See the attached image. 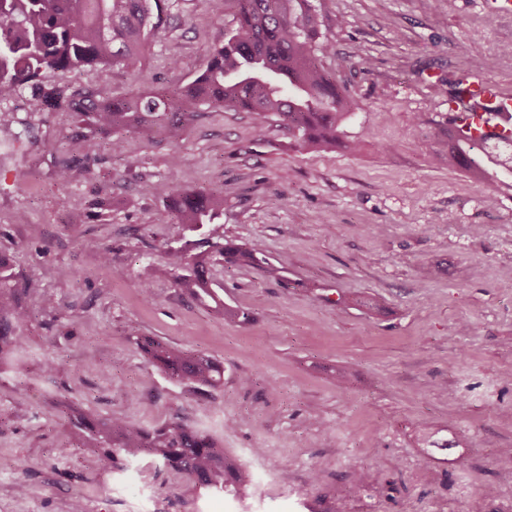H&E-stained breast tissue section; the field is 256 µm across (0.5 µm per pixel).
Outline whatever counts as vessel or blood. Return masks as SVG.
Listing matches in <instances>:
<instances>
[{
    "label": "vessel or blood",
    "mask_w": 512,
    "mask_h": 512,
    "mask_svg": "<svg viewBox=\"0 0 512 512\" xmlns=\"http://www.w3.org/2000/svg\"><path fill=\"white\" fill-rule=\"evenodd\" d=\"M455 94L458 104L448 119L462 136L480 141L512 136V94L481 76L463 78Z\"/></svg>",
    "instance_id": "b4317fda"
}]
</instances>
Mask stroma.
Masks as SVG:
<instances>
[{"instance_id":"1","label":"stroma","mask_w":512,"mask_h":512,"mask_svg":"<svg viewBox=\"0 0 512 512\" xmlns=\"http://www.w3.org/2000/svg\"><path fill=\"white\" fill-rule=\"evenodd\" d=\"M314 3L334 53L323 64L361 104L342 127L356 154L300 150L276 123L257 141L249 113L206 110L173 139L101 137L94 156L71 158L63 187L54 170L76 131L70 113L45 111L32 87L0 102V251L34 283L25 345L0 372V512H70L76 499L84 512H197L203 500L225 512L223 497L151 460L116 473L60 455L63 403L210 432L264 474L247 494L255 512H512V190L487 204L488 188L433 160L458 78L512 93V16L482 0ZM234 27L232 10L175 0L144 59L148 82H190ZM68 81L105 97L134 89L118 68ZM175 182L224 191L225 238L261 241L286 269L283 280L218 269L249 324L163 274L142 293V265L184 234L166 209ZM78 201L87 219L73 224ZM135 336L211 355L223 386L173 381ZM434 432L459 447H423Z\"/></svg>"}]
</instances>
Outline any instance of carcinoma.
Returning <instances> with one entry per match:
<instances>
[{
    "label": "carcinoma",
    "instance_id": "obj_1",
    "mask_svg": "<svg viewBox=\"0 0 512 512\" xmlns=\"http://www.w3.org/2000/svg\"><path fill=\"white\" fill-rule=\"evenodd\" d=\"M170 0H0V100L37 84L46 73L57 84L42 91L53 108L67 103L77 132L69 152L90 157L97 137L129 131L153 142L193 120L203 109L247 112L252 135L261 140L272 121L288 127L298 145L311 152H329L340 145L355 153L356 142L343 143L342 123L359 103L340 91L321 64L331 42H318L317 10L312 0H207L221 15L235 9L236 27L213 45L205 66L184 86L170 90L142 88L120 98L102 99L90 91H69L70 73L99 66L123 69L135 83L144 82L142 59L150 38L164 22ZM471 156L468 174L478 185L512 188V139L464 140L448 128V156L435 161L459 165ZM167 208L174 224L191 231L209 227L196 240L169 245L163 266L173 284L208 303L229 322L247 323L250 312L227 305L214 288L213 271L226 265L247 267L276 279V267L262 243L224 239L213 227L224 216V192L170 187ZM28 318L21 305L10 258L0 253V354L23 346L16 332ZM143 357L171 379L194 389L224 384V367L216 359L173 347L157 338L133 337ZM70 450L74 444L112 465L146 457L183 474L208 495L238 496L252 484V475L224 450L213 435L180 422L147 429L124 416L98 417L68 405Z\"/></svg>",
    "mask_w": 512,
    "mask_h": 512
}]
</instances>
